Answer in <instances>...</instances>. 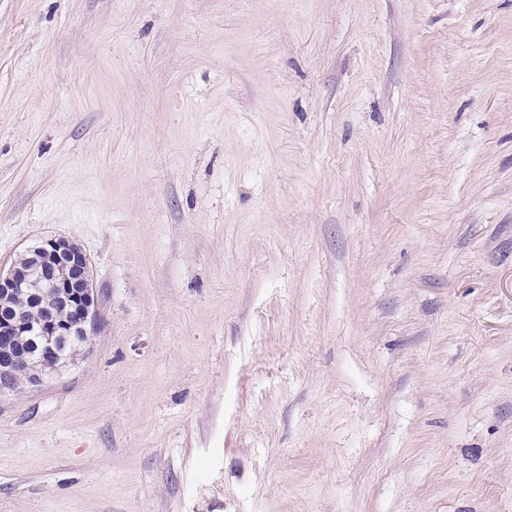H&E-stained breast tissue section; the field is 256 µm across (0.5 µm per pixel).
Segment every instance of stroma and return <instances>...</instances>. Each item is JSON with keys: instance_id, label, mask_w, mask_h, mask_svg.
<instances>
[{"instance_id": "35a3bbf8", "label": "stroma", "mask_w": 512, "mask_h": 512, "mask_svg": "<svg viewBox=\"0 0 512 512\" xmlns=\"http://www.w3.org/2000/svg\"><path fill=\"white\" fill-rule=\"evenodd\" d=\"M101 331L0 399V512H512V0H0V268ZM25 252L23 259L30 261L28 269L23 270L18 261L7 271L0 269V299L24 292L43 311L33 316L18 312L0 318V399L15 391L19 375L27 385L39 386L84 350L86 344L67 354H57L59 336L89 338L100 332L104 321L98 309L90 259L78 244L54 236L42 239ZM49 296L52 297L46 299ZM31 333L41 337L42 352L14 355L13 339L26 338Z\"/></svg>"}]
</instances>
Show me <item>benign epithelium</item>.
<instances>
[{
    "mask_svg": "<svg viewBox=\"0 0 512 512\" xmlns=\"http://www.w3.org/2000/svg\"><path fill=\"white\" fill-rule=\"evenodd\" d=\"M24 270L18 263L0 269V299L18 293L42 309L0 318V398L15 391L20 378L31 387L41 385L74 360L84 346L64 355L56 352L60 336H95L103 326L88 255L61 236L45 238L26 249Z\"/></svg>",
    "mask_w": 512,
    "mask_h": 512,
    "instance_id": "1",
    "label": "benign epithelium"
}]
</instances>
